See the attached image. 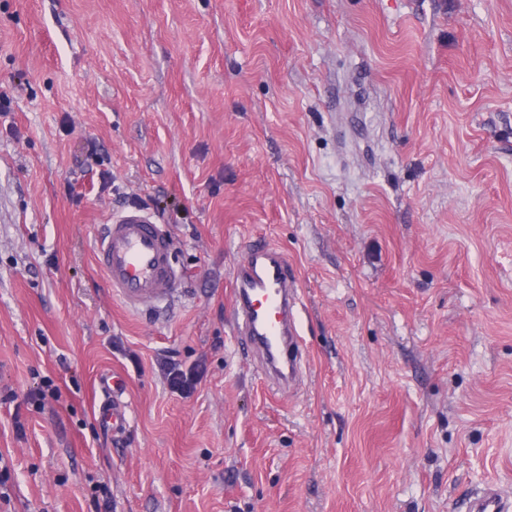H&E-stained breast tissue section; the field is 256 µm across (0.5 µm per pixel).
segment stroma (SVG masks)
<instances>
[{"label": "stroma", "mask_w": 512, "mask_h": 512, "mask_svg": "<svg viewBox=\"0 0 512 512\" xmlns=\"http://www.w3.org/2000/svg\"><path fill=\"white\" fill-rule=\"evenodd\" d=\"M0 91V387L61 392L22 438L0 404L8 512L512 495V0H0ZM129 205L171 233L166 307L127 311L96 264ZM256 238L298 281L285 394L234 331ZM204 366L197 363L193 370L185 373L179 367L171 365L168 372V382L173 392H180L181 394H189L194 389L195 385L204 375ZM104 399L98 406V414L107 425L116 428L123 426L127 421L128 405L121 400L123 395V381L117 377L104 378L100 382Z\"/></svg>", "instance_id": "stroma-1"}]
</instances>
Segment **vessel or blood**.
I'll return each instance as SVG.
<instances>
[{
  "label": "vessel or blood",
  "mask_w": 512,
  "mask_h": 512,
  "mask_svg": "<svg viewBox=\"0 0 512 512\" xmlns=\"http://www.w3.org/2000/svg\"><path fill=\"white\" fill-rule=\"evenodd\" d=\"M94 255L107 288L128 310L155 307L177 292L171 236L141 207L111 217L95 241ZM231 301L242 349L258 352L266 375L277 384L291 383L301 355V334L295 316L296 275L287 255L263 241H249L233 271ZM100 388V419L123 426L128 407L122 400V380L102 379ZM468 512H512V502L504 501L490 484L470 500Z\"/></svg>",
  "instance_id": "vessel-or-blood-1"
}]
</instances>
